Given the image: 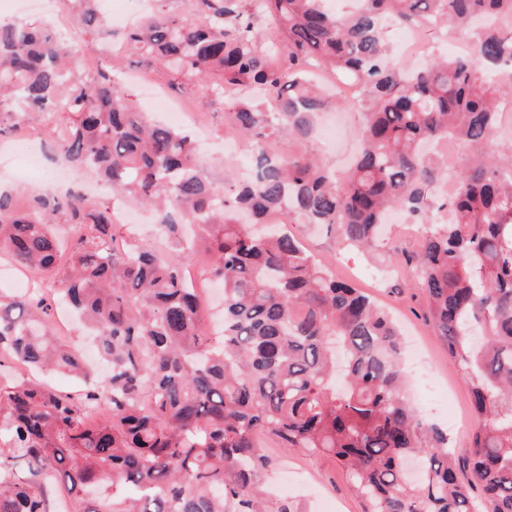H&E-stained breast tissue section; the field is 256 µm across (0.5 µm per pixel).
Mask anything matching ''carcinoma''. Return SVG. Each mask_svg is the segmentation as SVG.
Returning <instances> with one entry per match:
<instances>
[{
	"label": "carcinoma",
	"instance_id": "1",
	"mask_svg": "<svg viewBox=\"0 0 512 512\" xmlns=\"http://www.w3.org/2000/svg\"><path fill=\"white\" fill-rule=\"evenodd\" d=\"M101 2L70 0L98 44L110 35ZM158 2L123 52L225 104L257 177L224 189L190 134L137 111L122 70L80 69L49 27L0 24V136L57 119L68 161L157 212L172 248L120 242L108 206L0 192V255L54 289L0 291V371L52 367L84 385L0 384V512H50L57 488L74 512H302L264 489L262 436L338 459L367 512H512V149L494 144L512 97V0H358L347 14L324 0H186L183 13ZM391 22L469 31L473 53L413 70L387 44ZM317 70L361 87L362 147L340 176L291 149L331 104ZM445 139L472 153L438 197L446 161L424 147ZM284 206L359 250L394 208L419 224L418 247L392 242L387 260L410 271L468 382L465 476L404 398L391 317L269 223ZM197 252L224 288L217 344L186 278ZM57 300L112 363L105 383L53 332Z\"/></svg>",
	"mask_w": 512,
	"mask_h": 512
}]
</instances>
